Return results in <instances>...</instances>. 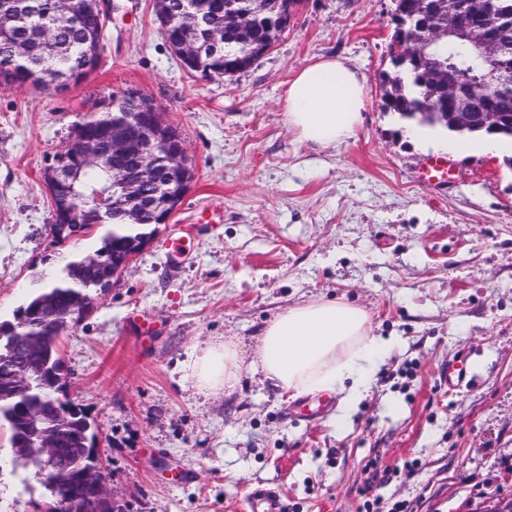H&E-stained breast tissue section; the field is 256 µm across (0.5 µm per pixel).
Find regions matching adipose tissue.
I'll use <instances>...</instances> for the list:
<instances>
[{"instance_id":"obj_1","label":"adipose tissue","mask_w":512,"mask_h":512,"mask_svg":"<svg viewBox=\"0 0 512 512\" xmlns=\"http://www.w3.org/2000/svg\"><path fill=\"white\" fill-rule=\"evenodd\" d=\"M364 103V77L341 60L321 58L289 79L282 108L298 142L329 146L354 135ZM389 347L372 335L363 308L315 300L271 320L254 360H245L232 341L213 342L190 352L183 371L207 395L234 387L247 372L261 375L288 397L339 393L348 406L370 389L374 361Z\"/></svg>"}]
</instances>
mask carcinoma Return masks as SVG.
I'll return each mask as SVG.
<instances>
[{
    "label": "carcinoma",
    "instance_id": "carcinoma-1",
    "mask_svg": "<svg viewBox=\"0 0 512 512\" xmlns=\"http://www.w3.org/2000/svg\"><path fill=\"white\" fill-rule=\"evenodd\" d=\"M216 0H168V7L176 17L177 28L173 32L189 31L200 53L199 64L203 70L215 76L231 77L250 67L260 56L259 46L273 45L284 28L280 17L285 0H228L235 11L252 14L256 29L230 30L224 36V44L215 47L209 43L207 32L211 28L224 27V8H214ZM462 19L469 23H482L486 16L502 19L501 35L512 43V0H485L486 11L471 12L468 0H448ZM52 30L53 42L47 46L42 38L41 27ZM104 21L91 14L64 17L60 13L59 0H0V89H6L24 80L8 78V75H33L43 88L76 84L84 79L99 59ZM427 57L421 67L437 62L455 67L457 76L468 82L478 79L479 73L470 64V54L461 48H450L435 56L433 48H426ZM392 71L384 80L383 109L403 119H416L430 126L448 127L439 102L438 87L424 81L419 71L407 62L390 57ZM137 109V103L123 94L110 109L112 115L122 121ZM491 111L512 120V86H502L494 95ZM113 173L108 169L71 170L50 189L54 210L58 211L80 203L79 197L90 186L112 190ZM103 238V246L97 250L101 267L94 272L81 268L83 259L71 261L64 273L52 284L39 288L18 312H34L41 315L38 323L29 328V339L38 347L39 359L46 373L35 378L22 392H8L11 364L10 338L0 336V422L8 424L12 433V446L26 448L28 452L18 456L23 466H41L44 458L41 449L31 445L25 416L34 414L41 418L43 428L59 437L60 456L53 464L50 477L40 476L55 502L67 499L89 498V491L82 487V473L88 458V449L95 447V436L87 415L77 406L62 408L54 385L62 379V362L59 357L61 332L54 324L53 314L73 305L74 297L89 296V291L102 281H111L112 253L126 250L130 243L143 237L132 233L120 221H111Z\"/></svg>",
    "mask_w": 512,
    "mask_h": 512
}]
</instances>
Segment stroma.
Segmentation results:
<instances>
[{
  "instance_id": "1",
  "label": "stroma",
  "mask_w": 512,
  "mask_h": 512,
  "mask_svg": "<svg viewBox=\"0 0 512 512\" xmlns=\"http://www.w3.org/2000/svg\"><path fill=\"white\" fill-rule=\"evenodd\" d=\"M92 74L59 92L0 89V322L35 280L101 247L105 225L60 240L45 182L74 125L127 90L179 132L194 177L175 216L63 331L62 384L94 425L114 512H247L255 488L284 512H478L512 500V151L460 155L407 134L382 109L394 0H299L271 50L231 77L200 79L167 45L154 0H113ZM327 56L366 78L345 142H296L281 108L291 75ZM443 154L445 186L423 184ZM182 237L173 263L167 241ZM364 308L393 341L374 384L333 420L242 375L219 396L181 372L228 339L251 354L298 303ZM156 323L143 335L142 317ZM462 366L463 382L448 371ZM34 468L0 424V512H47ZM420 180L428 185H446L452 182L451 169L447 158L432 156L427 158L420 169Z\"/></svg>"
}]
</instances>
